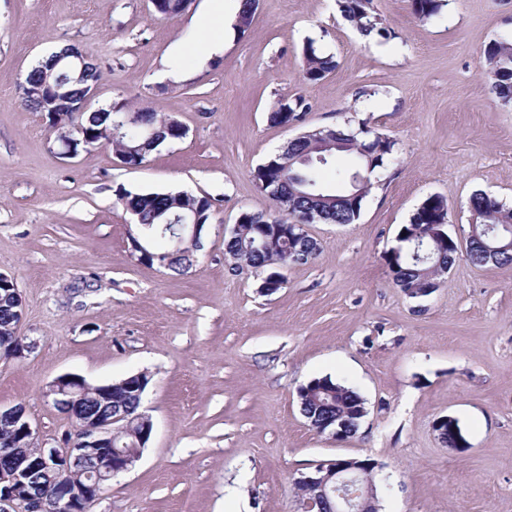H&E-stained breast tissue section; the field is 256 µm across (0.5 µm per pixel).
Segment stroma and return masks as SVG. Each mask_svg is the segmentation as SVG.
Wrapping results in <instances>:
<instances>
[{"mask_svg":"<svg viewBox=\"0 0 512 512\" xmlns=\"http://www.w3.org/2000/svg\"><path fill=\"white\" fill-rule=\"evenodd\" d=\"M209 4L164 18L151 0H0V273L17 284V334L34 345L21 359L0 354V407L23 405L51 447L75 430L45 395L55 377L149 374L151 438L88 512H298L295 478L340 457L383 464L379 512H512V264L459 257L415 302L385 260L431 195L446 197L460 240L474 191L512 207V105L479 65L487 43L512 38V0H450L425 22L410 0H373L387 31L373 39L336 0H259L223 53L161 79ZM60 43L99 65L93 107L143 106L186 136L136 168L108 148L60 156L18 91ZM309 44L336 62L317 83L304 78ZM299 96L311 105L302 122H269ZM364 123L396 146L359 219L306 225L320 250L284 268L276 291L232 269L225 235L241 213L273 209L255 169L303 132ZM122 187L217 199L188 273L134 260ZM324 376L365 398L355 434L317 433L301 415L299 387ZM444 415L467 448L440 443Z\"/></svg>","mask_w":512,"mask_h":512,"instance_id":"1","label":"stroma"}]
</instances>
